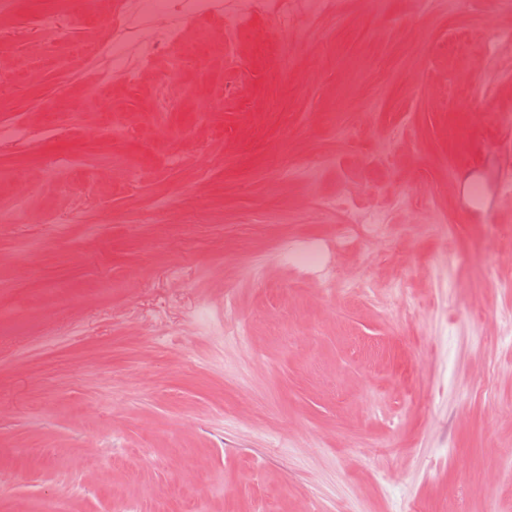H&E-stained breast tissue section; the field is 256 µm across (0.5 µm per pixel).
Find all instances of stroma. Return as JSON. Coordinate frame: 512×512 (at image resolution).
<instances>
[{
  "mask_svg": "<svg viewBox=\"0 0 512 512\" xmlns=\"http://www.w3.org/2000/svg\"><path fill=\"white\" fill-rule=\"evenodd\" d=\"M51 2L0 0V512H512V0H256L229 52L220 0L133 89Z\"/></svg>",
  "mask_w": 512,
  "mask_h": 512,
  "instance_id": "35a3bbf8",
  "label": "stroma"
}]
</instances>
